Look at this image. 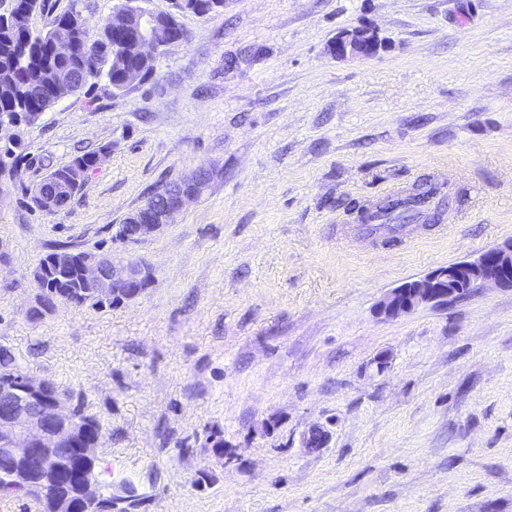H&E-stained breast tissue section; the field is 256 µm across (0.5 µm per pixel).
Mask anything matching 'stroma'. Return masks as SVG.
Listing matches in <instances>:
<instances>
[{"mask_svg":"<svg viewBox=\"0 0 512 512\" xmlns=\"http://www.w3.org/2000/svg\"><path fill=\"white\" fill-rule=\"evenodd\" d=\"M180 22L146 81L92 79L25 130L0 193V347L100 419L119 508L132 491L134 512H512V287L376 313L512 242V0H224ZM355 27L378 53L332 56ZM100 146L66 210L29 207ZM200 166L174 224L113 247ZM425 177L452 198L440 225L388 243L348 207ZM61 245L152 279L31 319L30 273ZM103 149H104V147L102 146L97 149L83 151L81 154L75 156L68 164L54 169L52 172H50L48 175H46L44 177V179L41 181V183L39 184L40 186L45 183L51 182L57 178H62L64 176H66L69 172H71L72 170L77 169V170L81 171V173H82L81 178L78 183H75L74 185H72L69 188L61 211L66 209L68 206H70L71 202L73 201V199L75 197V193L79 190L80 184L82 181H84L87 172L90 170L91 166L93 165V163L96 159V156ZM109 150H110L109 147H107L104 149V151L101 152V154L99 155V159H98L97 163L94 165V167L99 164L101 159L103 157H105V155L109 152Z\"/></svg>","mask_w":512,"mask_h":512,"instance_id":"obj_1","label":"stroma"}]
</instances>
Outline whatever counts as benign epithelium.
Returning a JSON list of instances; mask_svg holds the SVG:
<instances>
[{"label": "benign epithelium", "mask_w": 512, "mask_h": 512, "mask_svg": "<svg viewBox=\"0 0 512 512\" xmlns=\"http://www.w3.org/2000/svg\"><path fill=\"white\" fill-rule=\"evenodd\" d=\"M140 55L156 59L159 51L172 44L164 33L161 14L139 8ZM333 55L370 57L378 51L375 35L365 27L346 30L330 45ZM188 186L173 191L164 207H140L129 217L127 231L121 235L124 244H136L159 233L173 223L184 206L201 196L208 181L200 167L187 176ZM73 262L72 253L56 250L46 258L44 266L63 268ZM83 279L96 285L103 299L116 296H136L146 288L150 272L138 264L115 263L108 257L89 253L78 261ZM487 285L512 286V242L487 250V256L465 260L432 271L412 288L392 289L381 300L377 315L397 318L427 305H437L450 299H461ZM49 384L44 379L29 376L20 379L0 373V456L25 464L26 475L47 473L45 461L50 450L61 448L80 431L73 407L63 397H47Z\"/></svg>", "instance_id": "1"}]
</instances>
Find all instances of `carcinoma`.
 <instances>
[{
  "label": "carcinoma",
  "instance_id": "1",
  "mask_svg": "<svg viewBox=\"0 0 512 512\" xmlns=\"http://www.w3.org/2000/svg\"><path fill=\"white\" fill-rule=\"evenodd\" d=\"M79 2L72 0L67 11L52 16L40 31L32 28L30 20L46 12L47 0H9L7 9L0 13V117L9 119L15 114H25L35 118L101 75L106 76L115 89L123 90L135 82L142 83L153 74L154 62L141 60L135 44L114 43L104 33L91 39L82 22ZM191 2L180 0L176 8L199 17L224 8V0H201L202 6L198 9L192 7ZM135 14L136 11L122 3L106 17L107 24H112V18L121 17L133 35L137 31ZM56 24H65L72 30L76 51L68 57H59L53 51V26ZM20 149L19 142L0 146V172L12 171L21 157ZM101 151L99 147L82 152L46 175L42 183L62 178L75 169L87 174ZM440 190L437 184L425 179L405 196L381 199L367 215V220L376 222L377 229L399 231L425 217V200L438 195ZM446 200L447 195L440 196L441 203ZM37 285L74 305H101L75 265L63 270L49 269L37 278ZM75 409L85 427L86 440H92L101 431L99 420L86 414L79 404ZM49 470L56 472L54 481L34 490L18 484L12 468L0 465V496H29L39 504L41 512H61L66 505L75 507V512H83L82 485L74 478V473L96 478L101 474L99 457L89 458L81 449L70 448L51 458Z\"/></svg>",
  "mask_w": 512,
  "mask_h": 512
}]
</instances>
